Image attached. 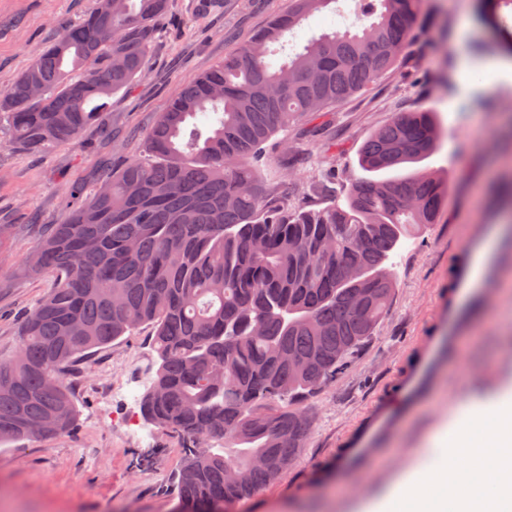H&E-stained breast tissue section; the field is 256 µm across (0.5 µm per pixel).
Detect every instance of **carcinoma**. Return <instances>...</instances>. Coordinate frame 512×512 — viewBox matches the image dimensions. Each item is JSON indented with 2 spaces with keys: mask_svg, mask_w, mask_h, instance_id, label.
<instances>
[{
  "mask_svg": "<svg viewBox=\"0 0 512 512\" xmlns=\"http://www.w3.org/2000/svg\"><path fill=\"white\" fill-rule=\"evenodd\" d=\"M333 0H288L159 114L143 154L105 191L73 186L67 215L22 273L54 279L0 362V444L75 422L67 369L137 329L156 366L141 418L176 435L175 512H229L288 466L309 421L286 402L346 369L385 316L384 268L437 223L448 177L418 164L444 138L435 112H402L363 143L345 205L273 209L253 163L275 134L316 118L393 70L426 0H360L368 23L324 33L274 63V46ZM512 51V0H477ZM170 0H96L0 91L12 142L75 140L141 72ZM234 452L228 454L225 449Z\"/></svg>",
  "mask_w": 512,
  "mask_h": 512,
  "instance_id": "carcinoma-1",
  "label": "carcinoma"
}]
</instances>
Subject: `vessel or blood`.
Instances as JSON below:
<instances>
[{"label": "vessel or blood", "mask_w": 512, "mask_h": 512, "mask_svg": "<svg viewBox=\"0 0 512 512\" xmlns=\"http://www.w3.org/2000/svg\"><path fill=\"white\" fill-rule=\"evenodd\" d=\"M470 269H462L458 276L453 310L448 316V335L456 337L471 320L472 307L482 291L467 287ZM431 367L421 365L397 390L393 399L394 407L386 413L371 415L369 420L356 428L350 447L342 449L336 457L337 467H348L367 460L372 455V445L377 433L394 430L401 419V411L413 402L428 394L431 387Z\"/></svg>", "instance_id": "1"}]
</instances>
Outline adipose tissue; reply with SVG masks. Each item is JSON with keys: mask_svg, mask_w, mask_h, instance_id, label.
Wrapping results in <instances>:
<instances>
[{"mask_svg": "<svg viewBox=\"0 0 512 512\" xmlns=\"http://www.w3.org/2000/svg\"><path fill=\"white\" fill-rule=\"evenodd\" d=\"M370 512H512V405L474 406Z\"/></svg>", "mask_w": 512, "mask_h": 512, "instance_id": "obj_1", "label": "adipose tissue"}]
</instances>
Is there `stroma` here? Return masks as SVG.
<instances>
[{
    "label": "stroma",
    "mask_w": 512,
    "mask_h": 512,
    "mask_svg": "<svg viewBox=\"0 0 512 512\" xmlns=\"http://www.w3.org/2000/svg\"><path fill=\"white\" fill-rule=\"evenodd\" d=\"M95 0H0V89ZM288 0H172L151 36L141 74L107 102L72 144L40 152L16 149L0 132V361L11 360L26 314L48 293L46 276L20 278L27 254L59 223L71 186L91 192L114 167L141 154L147 131L194 77L223 61L265 27ZM474 0H427L422 37L374 88L316 120L274 137L258 175L272 206L319 208L344 202L362 176L363 142L400 112L433 108L447 138L427 159L452 171L439 223L407 238L386 266L396 283L387 313L349 368L295 402L309 436L288 467L235 512H367L463 408L512 390V68L496 44L477 34ZM356 0H338L306 20L294 41L358 22ZM466 256L484 277L486 315L463 352L462 369L436 368L430 396L376 443L374 465L329 472V465L370 412L390 407L391 391L446 344L448 274ZM149 329L125 336L76 363L67 376L78 414L68 433L0 445V512H171L178 438L139 416L150 384ZM155 452L151 465L142 454Z\"/></svg>",
    "instance_id": "1"
}]
</instances>
